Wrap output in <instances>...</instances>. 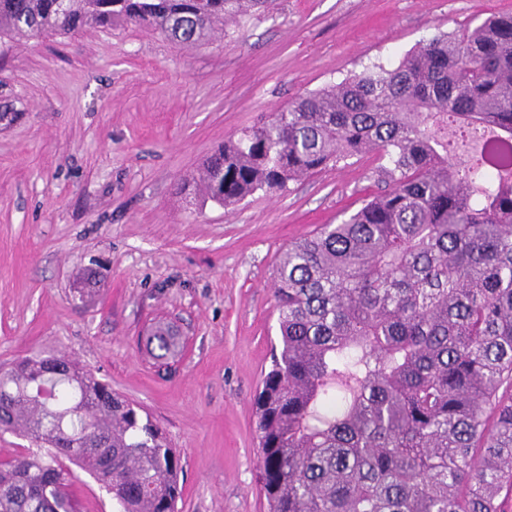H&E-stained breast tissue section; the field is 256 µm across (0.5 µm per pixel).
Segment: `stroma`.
Listing matches in <instances>:
<instances>
[{"mask_svg":"<svg viewBox=\"0 0 512 512\" xmlns=\"http://www.w3.org/2000/svg\"><path fill=\"white\" fill-rule=\"evenodd\" d=\"M512 0H273L193 49L143 26L0 44V367L63 354L138 404L179 512H268L254 398L278 343L279 255L377 192L351 158L229 207L180 185L306 92ZM174 327L163 367L147 338Z\"/></svg>","mask_w":512,"mask_h":512,"instance_id":"obj_1","label":"stroma"}]
</instances>
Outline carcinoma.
Here are the masks:
<instances>
[{"label":"carcinoma","mask_w":512,"mask_h":512,"mask_svg":"<svg viewBox=\"0 0 512 512\" xmlns=\"http://www.w3.org/2000/svg\"><path fill=\"white\" fill-rule=\"evenodd\" d=\"M268 0H0V39L151 27L193 48ZM482 131L474 155L452 139ZM512 13L307 93L221 145L193 180L234 205L372 155L384 188L288 245L279 340L255 397L269 512H506L512 495ZM163 361L178 346L155 327ZM0 512H178L180 456L141 409L65 356L0 373ZM64 464L78 477L71 489L80 502L81 512H115L110 495L98 482L68 461Z\"/></svg>","instance_id":"obj_1"}]
</instances>
